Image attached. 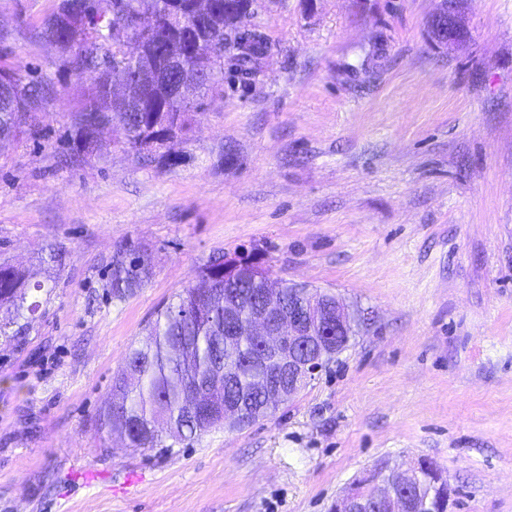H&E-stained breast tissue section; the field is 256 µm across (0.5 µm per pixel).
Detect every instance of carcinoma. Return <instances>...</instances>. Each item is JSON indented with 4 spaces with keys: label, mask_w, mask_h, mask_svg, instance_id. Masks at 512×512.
I'll use <instances>...</instances> for the list:
<instances>
[{
    "label": "carcinoma",
    "mask_w": 512,
    "mask_h": 512,
    "mask_svg": "<svg viewBox=\"0 0 512 512\" xmlns=\"http://www.w3.org/2000/svg\"><path fill=\"white\" fill-rule=\"evenodd\" d=\"M142 9H158L169 0H91L90 10L78 30L66 39L56 26L57 14L43 24V35L66 54V63L79 77L90 81L83 92L77 115L79 147L93 153L97 144L94 129L117 124L126 133V144L142 148L151 126L150 113L131 112L136 99L120 108L112 102V68L125 63L123 54L112 47L105 35L106 7L118 13L131 3ZM218 14L214 33L232 54L236 66L248 71L254 57L239 47L237 33L224 32V12L238 9L257 11V0H215ZM212 89L206 85L191 100L170 104L169 123L179 132L188 131L198 100ZM45 93L42 84L26 80L0 68V138L15 137L22 131L29 113ZM151 275L147 258L133 249H119L112 258V297L123 298L141 287ZM266 277L251 262L233 277H224V256L211 258L201 267L198 284L185 289L177 301L164 306L149 324L147 340L126 355L120 372L112 379V402L100 412V428L119 434L129 448L161 447L162 432L179 442L193 440L224 425V405L236 403L259 418L266 417V394L258 386L256 362L263 357L262 346L250 336L251 308ZM28 285L26 275L0 265V336L9 338L24 331L18 319L21 310L35 312L37 305L24 306ZM234 356L239 374L224 377V361ZM417 479L433 489L427 504L404 491L413 512H448V476L436 464L419 461Z\"/></svg>",
    "instance_id": "cac0c4a2"
}]
</instances>
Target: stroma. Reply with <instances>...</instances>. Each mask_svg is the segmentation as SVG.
I'll use <instances>...</instances> for the list:
<instances>
[{"label":"stroma","mask_w":512,"mask_h":512,"mask_svg":"<svg viewBox=\"0 0 512 512\" xmlns=\"http://www.w3.org/2000/svg\"><path fill=\"white\" fill-rule=\"evenodd\" d=\"M60 0H0V67L51 96L0 146V263L41 283L0 338V512H331L361 472L426 458L448 512H512V0H262L191 129L78 149L85 79L42 36ZM149 280L109 288L117 247ZM335 294L351 340L273 414L133 451L112 378L211 257ZM429 33L439 46L455 44L462 39L464 32L454 1L440 0L439 7L430 16ZM227 35L228 37L225 38L224 43V51L232 54L236 61V66L240 71L247 72L249 70V64L251 63L252 58L261 49V43L257 42V44L250 45L254 47L255 51L257 50V52L253 54L250 51L244 49V47L239 49L238 37L234 29L230 30Z\"/></svg>","instance_id":"35a3bbf8"}]
</instances>
